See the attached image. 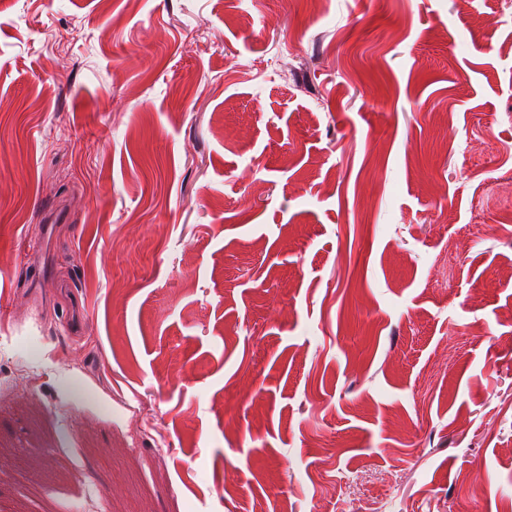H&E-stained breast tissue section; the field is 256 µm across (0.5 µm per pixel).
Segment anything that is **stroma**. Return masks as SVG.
<instances>
[{"label":"stroma","mask_w":512,"mask_h":512,"mask_svg":"<svg viewBox=\"0 0 512 512\" xmlns=\"http://www.w3.org/2000/svg\"><path fill=\"white\" fill-rule=\"evenodd\" d=\"M104 503L512 512V0H0V512Z\"/></svg>","instance_id":"obj_1"}]
</instances>
